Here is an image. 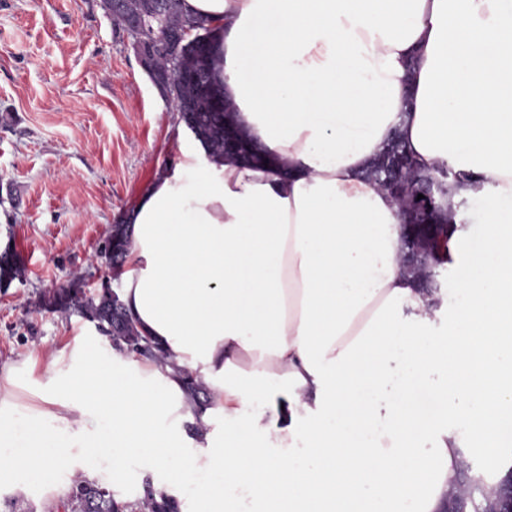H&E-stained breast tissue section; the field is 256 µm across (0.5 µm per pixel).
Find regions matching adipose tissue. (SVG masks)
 Here are the masks:
<instances>
[{"instance_id":"adipose-tissue-1","label":"adipose tissue","mask_w":512,"mask_h":512,"mask_svg":"<svg viewBox=\"0 0 512 512\" xmlns=\"http://www.w3.org/2000/svg\"><path fill=\"white\" fill-rule=\"evenodd\" d=\"M207 21L232 122L268 166L202 144L130 208L120 298L167 362L92 337L0 370V482L53 483L70 449L170 466L181 512H442L467 454L512 449V8L505 0H183ZM467 174L448 197L460 297L417 287L401 209L363 172L393 134ZM483 204L482 249L462 202ZM415 379L379 412L396 348ZM209 390L185 391L182 371ZM445 376L436 408L412 393ZM390 421L378 430L380 417ZM313 466L300 464L299 453Z\"/></svg>"}]
</instances>
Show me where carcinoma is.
<instances>
[{"label": "carcinoma", "mask_w": 512, "mask_h": 512, "mask_svg": "<svg viewBox=\"0 0 512 512\" xmlns=\"http://www.w3.org/2000/svg\"><path fill=\"white\" fill-rule=\"evenodd\" d=\"M158 2L169 39L178 47V57L173 59L166 52H158L151 58V67L156 77L166 84L173 109L180 113L184 123L193 124L199 139L207 146L210 157L218 162L259 163L262 155L231 123V105L224 101V90L216 78L218 54L212 42L205 44L178 41L184 25L191 17L184 14L181 0H109V16L118 28L132 34V25L143 17L152 2ZM197 74V79L181 80L173 77L176 69ZM389 150H384L367 171V177L378 183L384 177ZM413 172L404 182L398 203L408 224H434L437 233L448 234L445 213L427 207L417 199L416 187L425 181L441 177L443 169L420 167L413 156H408ZM131 244V225H112L104 242V251L110 254L111 266L117 268L123 261ZM23 266L15 255L0 253V288L15 280L23 279ZM38 310L64 316L77 314L106 336L112 348L128 353L147 350V356L160 361L166 355L149 338L140 335L134 320L126 309L116 308L112 294L102 289L87 291L80 281L68 288H60L39 297ZM186 387L200 404L208 400V389L187 372ZM65 512H180L179 502L173 498L156 497L153 485L146 483L143 496L136 501H127L112 493V488L83 473L75 475L61 499Z\"/></svg>", "instance_id": "carcinoma-1"}]
</instances>
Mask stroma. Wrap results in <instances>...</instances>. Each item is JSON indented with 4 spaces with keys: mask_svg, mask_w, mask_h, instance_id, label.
<instances>
[{
    "mask_svg": "<svg viewBox=\"0 0 512 512\" xmlns=\"http://www.w3.org/2000/svg\"><path fill=\"white\" fill-rule=\"evenodd\" d=\"M151 84L126 33L100 0H0V250L12 246L23 280L0 288V368L73 346L95 326L39 312L47 291L111 276L98 254L112 224L191 144ZM90 472L126 500L168 472L129 458L73 457L57 487L0 484V512H57L58 486Z\"/></svg>",
    "mask_w": 512,
    "mask_h": 512,
    "instance_id": "35a3bbf8",
    "label": "stroma"
}]
</instances>
